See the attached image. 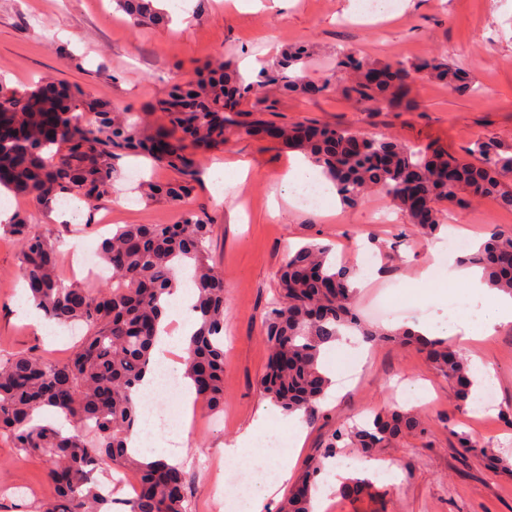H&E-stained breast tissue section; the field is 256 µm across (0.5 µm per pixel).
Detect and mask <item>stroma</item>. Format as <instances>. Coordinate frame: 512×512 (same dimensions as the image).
<instances>
[{"instance_id": "35a3bbf8", "label": "stroma", "mask_w": 512, "mask_h": 512, "mask_svg": "<svg viewBox=\"0 0 512 512\" xmlns=\"http://www.w3.org/2000/svg\"><path fill=\"white\" fill-rule=\"evenodd\" d=\"M310 44L306 74L314 81L332 74L336 82L323 97L277 99L267 120L276 123L320 122L392 136L412 146L442 148L464 155L479 136L512 142V0H396L393 18L360 15L359 0H261L258 6L235 7L233 0H209L202 16L188 17L167 28L132 24L113 0H0V82L33 88L52 77L90 90L128 112L145 111L164 96L172 79L199 63L221 56L236 61L272 63L283 48ZM349 48L380 63L413 62L447 56L467 70L474 87L451 91L426 75H415L410 105L375 112L347 93L346 77L336 75V54ZM71 60H64L63 52ZM110 73L97 75L99 64ZM298 152L275 141L251 136L233 138L227 146L199 153V178L186 205L148 201L129 193L131 179H172L168 168L143 157H126L112 196L98 200L82 239L97 248L102 224H174L182 207L213 219L209 256L224 273V414L213 419L204 407L195 410L192 430H183L182 407L172 402L169 436L182 437L188 454L182 463L188 481L190 512H211L213 487L224 477L245 470L246 462L225 456L258 418L266 436H290L293 422L258 388L268 352L261 319L277 295L276 271L291 248L316 241L333 246L347 264L373 256L368 283L356 293L355 308L378 299L406 301L404 323H435L448 316V302L425 298L416 279L430 264L435 243L448 240V226L484 239L488 225L512 232V212L489 199H472L445 211L446 226L435 239L423 238L408 217L391 203L372 195L350 208L329 196L321 211L302 209L282 198V179ZM249 164L245 180L232 175L213 179L214 164L229 160ZM0 207L29 213L32 229L64 249L60 274L72 277L73 254L67 249L73 226L42 212L8 191ZM20 248L0 233V358L36 352L60 360L72 341L57 342L23 316L24 287L19 274ZM469 360L494 371L492 405L468 411L460 431L499 448L507 471L487 468L461 448L443 422L452 407L445 375L431 367L414 347L387 341H364L359 348L334 345L321 364L332 384L321 408L324 419L305 424V440L294 460L300 477L328 435L346 422H360L373 411L396 405L417 408L426 420L424 433L391 442L374 456L357 448H341L325 460L329 472L366 478L372 495L344 496L335 481L319 482L316 512H512V426L501 417L512 409V324L491 336L468 341ZM393 464L394 476L374 470L373 462ZM52 493L47 464L26 455L9 437L0 436V506L36 512Z\"/></svg>"}]
</instances>
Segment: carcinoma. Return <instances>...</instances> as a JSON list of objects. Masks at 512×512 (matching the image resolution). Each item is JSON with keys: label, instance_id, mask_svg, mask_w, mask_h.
<instances>
[{"label": "carcinoma", "instance_id": "cac0c4a2", "mask_svg": "<svg viewBox=\"0 0 512 512\" xmlns=\"http://www.w3.org/2000/svg\"><path fill=\"white\" fill-rule=\"evenodd\" d=\"M135 25L167 26L169 11L159 0H114ZM311 49L287 48L254 75L229 60L208 62L172 81L149 105L159 122L145 131L143 118L112 107L79 86L55 87L42 81L18 91L0 84V187L30 199L44 210L64 199L90 203L112 194L120 177L117 161L143 155L170 168L175 178L138 186L149 200L182 202L197 181L196 154L224 146L231 137L268 134L289 149L303 151L332 181L348 207L374 194L405 212L424 237L443 224L442 205L461 206L466 198H491L512 211V144L476 138L465 156L409 146L384 134L327 124L274 127L261 118L274 97L309 96L316 82L305 65ZM336 71L348 76V93L377 111L389 110L408 94L414 73H424L450 90L469 86V74L445 58L375 63L355 51L336 56ZM211 220L190 208L175 224H125L102 239L100 254L111 267L105 284L66 283L59 274L56 246L32 231L25 213L7 232L21 246L20 273L29 298L46 320L81 323L85 335L61 361L35 353L0 359V434L15 447L48 463L53 495L37 512H187L185 474L163 459L144 462L128 441L141 425L134 403L150 368L165 305L182 269L192 271L196 330L183 359V377L193 381L198 402L224 409V273L210 263ZM332 247L309 243L288 254L277 274L279 295L262 324L269 360L260 389L286 414L309 423L329 382L320 369L322 350L346 331L366 338L413 344L431 366L448 377L455 413L476 399L468 360L442 338L407 329L364 325L354 309L353 268L336 263ZM476 266L492 288L512 294V232L496 227L474 252L461 257ZM425 430L414 410L377 412L373 419L332 431L320 454L306 467L281 505V512H314L312 489L324 460L339 443L371 453L394 440ZM459 444L496 464L495 450L456 434ZM139 476L134 497L114 500L101 477L109 467Z\"/></svg>", "mask_w": 512, "mask_h": 512}]
</instances>
